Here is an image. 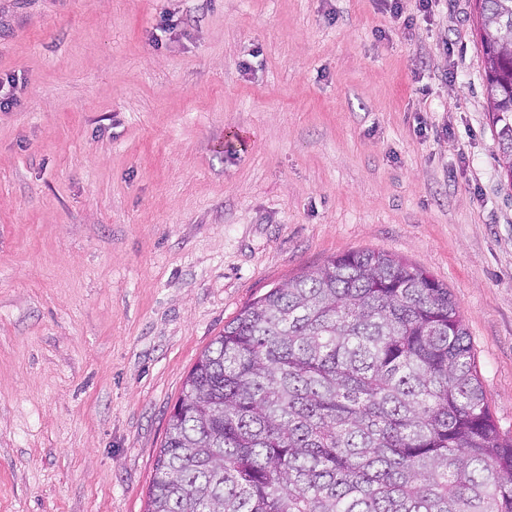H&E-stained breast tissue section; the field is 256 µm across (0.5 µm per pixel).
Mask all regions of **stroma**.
Returning <instances> with one entry per match:
<instances>
[{"label":"stroma","instance_id":"35a3bbf8","mask_svg":"<svg viewBox=\"0 0 512 512\" xmlns=\"http://www.w3.org/2000/svg\"><path fill=\"white\" fill-rule=\"evenodd\" d=\"M483 70L475 0H0V512H147L204 349L352 250L448 287L512 436Z\"/></svg>","mask_w":512,"mask_h":512}]
</instances>
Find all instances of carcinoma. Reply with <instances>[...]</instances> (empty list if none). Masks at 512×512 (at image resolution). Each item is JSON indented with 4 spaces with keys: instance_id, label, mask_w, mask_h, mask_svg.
<instances>
[{
    "instance_id": "carcinoma-1",
    "label": "carcinoma",
    "mask_w": 512,
    "mask_h": 512,
    "mask_svg": "<svg viewBox=\"0 0 512 512\" xmlns=\"http://www.w3.org/2000/svg\"><path fill=\"white\" fill-rule=\"evenodd\" d=\"M476 7L512 184V0ZM147 512H512V438L448 289L361 250L246 305L186 377Z\"/></svg>"
}]
</instances>
